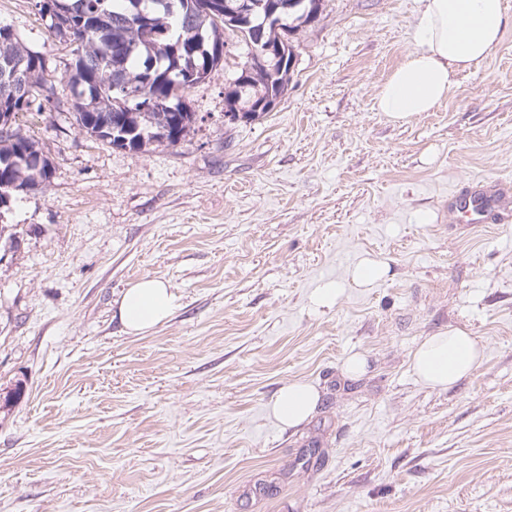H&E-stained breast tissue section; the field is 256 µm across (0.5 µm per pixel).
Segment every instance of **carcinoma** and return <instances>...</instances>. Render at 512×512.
Wrapping results in <instances>:
<instances>
[{
  "label": "carcinoma",
  "instance_id": "carcinoma-1",
  "mask_svg": "<svg viewBox=\"0 0 512 512\" xmlns=\"http://www.w3.org/2000/svg\"><path fill=\"white\" fill-rule=\"evenodd\" d=\"M46 22L48 37L73 46L68 82L73 91L74 129L116 149L147 151L152 146L177 147L196 121L186 103L188 91L217 68L229 41H247L262 24L263 44L246 49L245 60L224 82V102L245 112L235 120H252L246 108L273 92L285 94L288 56L263 54L321 14V0H249V11H238L239 0H35ZM26 60V81L13 86L5 63ZM156 101L153 110L137 109L116 133L98 132L112 126L122 112L119 93ZM53 93L52 76L40 52L33 50L10 26H0V116L19 123ZM54 168L38 142L16 133L0 136V192L10 196L45 191Z\"/></svg>",
  "mask_w": 512,
  "mask_h": 512
}]
</instances>
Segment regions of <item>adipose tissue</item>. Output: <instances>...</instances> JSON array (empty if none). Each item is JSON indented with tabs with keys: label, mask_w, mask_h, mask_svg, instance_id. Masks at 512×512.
<instances>
[{
	"label": "adipose tissue",
	"mask_w": 512,
	"mask_h": 512,
	"mask_svg": "<svg viewBox=\"0 0 512 512\" xmlns=\"http://www.w3.org/2000/svg\"><path fill=\"white\" fill-rule=\"evenodd\" d=\"M512 24L506 0H424L414 28L415 46L381 85L377 111L395 122L432 111L457 85L461 74L485 59ZM178 297L164 281L143 277L131 282L117 302L116 315L126 333L141 335L166 320ZM481 349L461 329L425 337L411 356L419 380L446 389L478 365ZM317 389L296 380L283 385L270 404L274 419L298 426L314 411Z\"/></svg>",
	"instance_id": "adipose-tissue-1"
}]
</instances>
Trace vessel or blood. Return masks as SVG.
Segmentation results:
<instances>
[{"mask_svg": "<svg viewBox=\"0 0 512 512\" xmlns=\"http://www.w3.org/2000/svg\"><path fill=\"white\" fill-rule=\"evenodd\" d=\"M451 222L460 224H511L512 183L498 182L496 189L470 180L449 193Z\"/></svg>", "mask_w": 512, "mask_h": 512, "instance_id": "b4317fda", "label": "vessel or blood"}]
</instances>
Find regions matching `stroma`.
<instances>
[{"label":"stroma","mask_w":512,"mask_h":512,"mask_svg":"<svg viewBox=\"0 0 512 512\" xmlns=\"http://www.w3.org/2000/svg\"><path fill=\"white\" fill-rule=\"evenodd\" d=\"M422 7L323 0L273 111L225 117L237 49L184 144L133 152L76 132L69 47L0 0L54 80L20 121L51 184L0 216V512H512V226L448 220L456 184L512 178V26L395 123L374 98ZM367 261L388 273L355 286ZM143 277L179 305L131 336L116 302ZM452 329L483 358L428 388L411 354ZM294 380L320 399L285 429L267 406Z\"/></svg>","instance_id":"obj_1"}]
</instances>
